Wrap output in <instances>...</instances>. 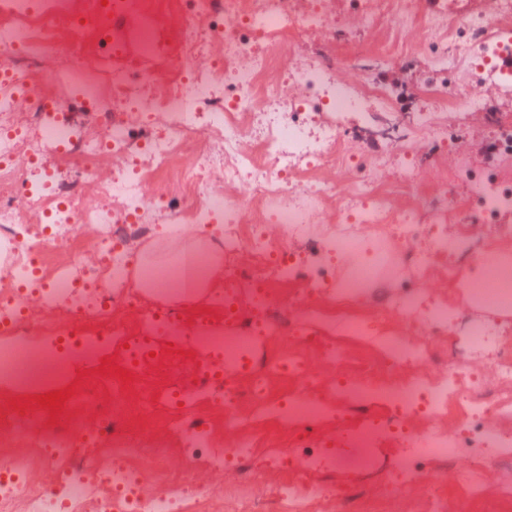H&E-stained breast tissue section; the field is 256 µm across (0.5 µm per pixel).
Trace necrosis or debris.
Masks as SVG:
<instances>
[{"label": "necrosis or debris", "instance_id": "4bbe7bcc", "mask_svg": "<svg viewBox=\"0 0 512 512\" xmlns=\"http://www.w3.org/2000/svg\"><path fill=\"white\" fill-rule=\"evenodd\" d=\"M465 26L460 41L432 20L440 69H479L511 92L496 63L512 56V0ZM310 30L333 25L295 0H193L188 13L180 0H0V381L38 360L33 328L110 341L131 375L90 374L62 424L0 391V512H447L454 494L471 512H512V333L449 335L464 307L450 289L429 308L374 287L388 249L416 280L434 253L414 248L419 226L376 189L378 168L336 194L350 161L336 116L358 107L355 90L299 65L292 119L266 126L260 150L247 138L281 89L274 48ZM56 46L81 107L110 112L101 128L53 120L69 111L42 92ZM144 100L168 132L136 147L128 118ZM323 105L334 117L309 136L300 115ZM203 111L223 150L188 163ZM50 152L79 160L82 183L29 189L20 160ZM495 156L501 178L456 169L490 212L512 204L511 126ZM302 166L320 175L314 193L296 189ZM331 202L339 215L321 223ZM168 211L224 226V285L187 311L146 308L130 285L128 227ZM365 231L381 245L356 263ZM305 240L328 265L351 258L343 282L290 249ZM352 448L363 466L337 478Z\"/></svg>", "mask_w": 512, "mask_h": 512}]
</instances>
